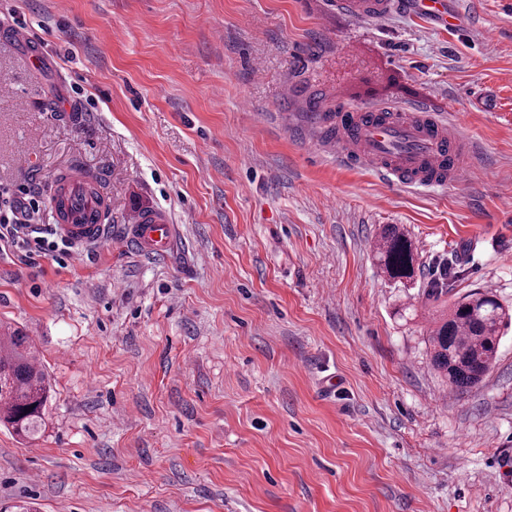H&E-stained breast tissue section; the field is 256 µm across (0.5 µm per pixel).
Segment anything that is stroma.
I'll return each mask as SVG.
<instances>
[{"instance_id":"35a3bbf8","label":"stroma","mask_w":512,"mask_h":512,"mask_svg":"<svg viewBox=\"0 0 512 512\" xmlns=\"http://www.w3.org/2000/svg\"><path fill=\"white\" fill-rule=\"evenodd\" d=\"M443 2L458 26L336 0H0V184L43 194L79 165L114 226L62 267L0 252V323L55 390L39 440L0 426V512H512V328L463 391L424 343L460 297L512 305V0ZM393 75L387 104L473 144L470 181L337 162L311 101L355 108ZM150 212L167 255L120 231ZM386 224L415 243L411 284L376 267ZM342 10L365 15L377 21H384L392 10L391 0H336Z\"/></svg>"}]
</instances>
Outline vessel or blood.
<instances>
[{
  "instance_id": "vessel-or-blood-1",
  "label": "vessel or blood",
  "mask_w": 512,
  "mask_h": 512,
  "mask_svg": "<svg viewBox=\"0 0 512 512\" xmlns=\"http://www.w3.org/2000/svg\"><path fill=\"white\" fill-rule=\"evenodd\" d=\"M338 8L385 20L392 0H336ZM377 120L360 125L358 145L349 142L347 124H339L336 158L346 166L374 170L410 185L459 184L471 173L469 158L461 157L456 137L447 127L422 110L374 106ZM52 222L60 235L76 245H97L110 229L105 191L86 172L61 171L48 190ZM128 238L156 256L169 249L174 226L163 216L144 214L128 225Z\"/></svg>"
}]
</instances>
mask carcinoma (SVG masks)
<instances>
[{
    "instance_id": "carcinoma-1",
    "label": "carcinoma",
    "mask_w": 512,
    "mask_h": 512,
    "mask_svg": "<svg viewBox=\"0 0 512 512\" xmlns=\"http://www.w3.org/2000/svg\"><path fill=\"white\" fill-rule=\"evenodd\" d=\"M374 250L377 264L388 280L411 282L418 252L408 232L387 224ZM512 313L490 292H474L448 307L434 320L427 339L433 369L452 387L463 390L479 384L498 354ZM50 385L28 337L0 333V423L23 438L35 440L44 425Z\"/></svg>"
}]
</instances>
